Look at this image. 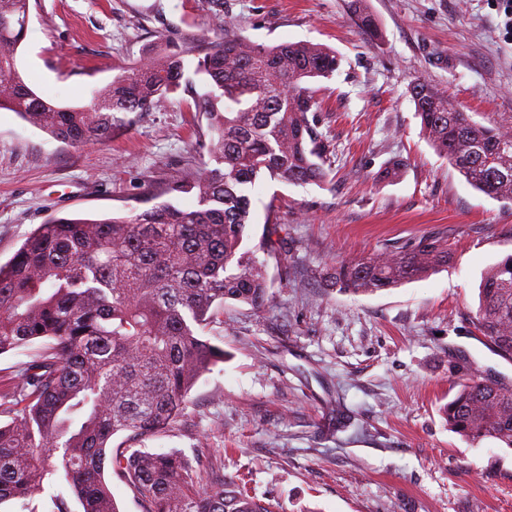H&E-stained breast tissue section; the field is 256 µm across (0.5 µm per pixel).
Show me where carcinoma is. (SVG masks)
Instances as JSON below:
<instances>
[{
	"label": "carcinoma",
	"instance_id": "obj_1",
	"mask_svg": "<svg viewBox=\"0 0 512 512\" xmlns=\"http://www.w3.org/2000/svg\"><path fill=\"white\" fill-rule=\"evenodd\" d=\"M347 9L369 41L381 36L367 0ZM30 0H0V109L18 113L69 147L104 144L128 112H149L182 86L185 61L210 90L196 110L208 121L215 166L174 191L196 206L162 202L141 213L52 218L0 263V355L38 345L0 387V505L26 512H119L105 465L145 512H282L228 477L206 488L176 450L113 448L119 433L167 431L201 378L224 362V347L201 335L236 301L259 310L269 298L263 264L241 251L252 219L248 187L264 174L293 184L328 176L308 112L310 82L331 78L336 51L320 44H252L224 35L169 42L123 68L85 107L37 95L18 68ZM409 93L436 154L491 198L512 201V122L483 124L436 86ZM436 239L412 250L325 268L326 286L374 293L420 280L448 265ZM472 323L512 360V255L481 275ZM448 429L478 443L512 448V383L471 379L442 408Z\"/></svg>",
	"mask_w": 512,
	"mask_h": 512
}]
</instances>
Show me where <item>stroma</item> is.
Instances as JSON below:
<instances>
[{
    "mask_svg": "<svg viewBox=\"0 0 512 512\" xmlns=\"http://www.w3.org/2000/svg\"><path fill=\"white\" fill-rule=\"evenodd\" d=\"M382 38L367 42L346 0H31L18 67L40 96L88 104L122 67L164 41L223 32L255 44L310 42L341 57L316 82L309 120L329 176H261L243 247L271 238L263 309L229 303L209 337L224 363L147 450H177L205 482L244 479L283 512H512V449L470 445L441 409L473 377L512 382V361L472 325L482 272L512 253V203L467 184L424 138L417 79L480 117L512 118V30L501 0H368ZM193 91L127 115L109 142L72 148L0 109V262L53 217L182 208L175 182L209 167ZM401 175L378 179L389 162ZM436 238L448 267L369 294L328 292L330 263Z\"/></svg>",
    "mask_w": 512,
    "mask_h": 512,
    "instance_id": "stroma-1",
    "label": "stroma"
}]
</instances>
